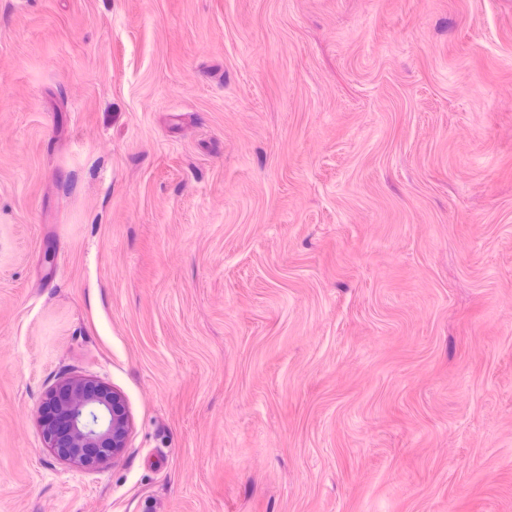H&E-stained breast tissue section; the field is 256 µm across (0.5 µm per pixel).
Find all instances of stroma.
Returning <instances> with one entry per match:
<instances>
[{
  "instance_id": "obj_1",
  "label": "stroma",
  "mask_w": 512,
  "mask_h": 512,
  "mask_svg": "<svg viewBox=\"0 0 512 512\" xmlns=\"http://www.w3.org/2000/svg\"><path fill=\"white\" fill-rule=\"evenodd\" d=\"M0 512H512V0H0ZM44 401L50 421L40 420L49 448L76 466L95 469L117 460L126 448L131 418L120 393L88 378H67Z\"/></svg>"
}]
</instances>
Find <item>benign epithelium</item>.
Segmentation results:
<instances>
[{"instance_id": "1", "label": "benign epithelium", "mask_w": 512, "mask_h": 512, "mask_svg": "<svg viewBox=\"0 0 512 512\" xmlns=\"http://www.w3.org/2000/svg\"><path fill=\"white\" fill-rule=\"evenodd\" d=\"M53 417L40 421L47 446L76 466L95 469L126 448L131 418L120 393L88 378H67L46 395Z\"/></svg>"}]
</instances>
